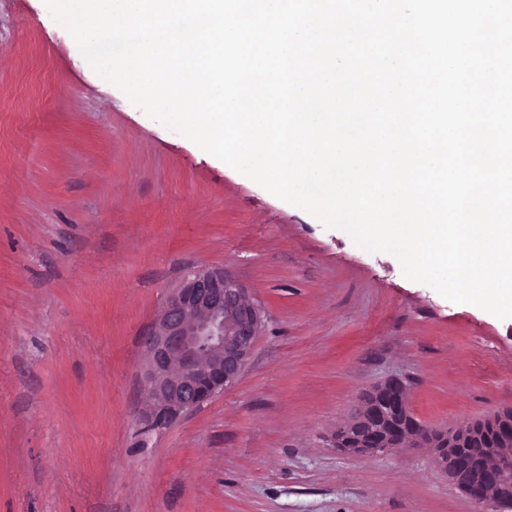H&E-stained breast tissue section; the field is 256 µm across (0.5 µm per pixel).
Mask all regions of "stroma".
<instances>
[{
  "mask_svg": "<svg viewBox=\"0 0 512 512\" xmlns=\"http://www.w3.org/2000/svg\"><path fill=\"white\" fill-rule=\"evenodd\" d=\"M201 266L263 327L235 386L144 429L143 337ZM392 377L431 427L512 409V319L148 117L44 0H0V512H481L430 449L331 448Z\"/></svg>",
  "mask_w": 512,
  "mask_h": 512,
  "instance_id": "obj_1",
  "label": "stroma"
}]
</instances>
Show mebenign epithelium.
<instances>
[{
  "instance_id": "benign-epithelium-1",
  "label": "benign epithelium",
  "mask_w": 512,
  "mask_h": 512,
  "mask_svg": "<svg viewBox=\"0 0 512 512\" xmlns=\"http://www.w3.org/2000/svg\"><path fill=\"white\" fill-rule=\"evenodd\" d=\"M250 291L222 267L191 271L167 295L145 337L143 382L150 402L146 427H171L245 370L262 328ZM434 451L436 465L485 512H512V410L446 430L423 425L411 412L406 387L391 379L359 400L332 443L350 455L380 456L407 443Z\"/></svg>"
}]
</instances>
